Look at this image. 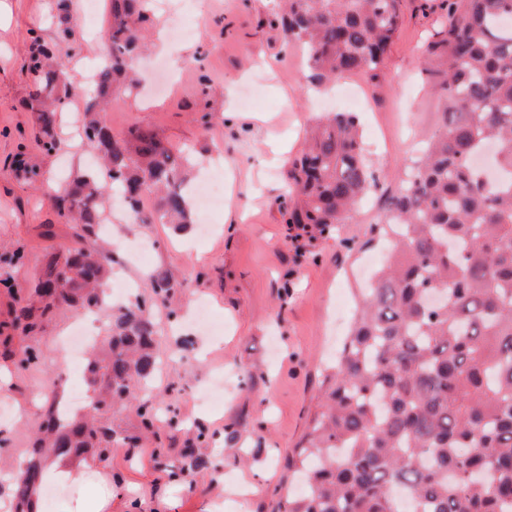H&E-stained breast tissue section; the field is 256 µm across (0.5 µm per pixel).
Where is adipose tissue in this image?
Masks as SVG:
<instances>
[{"label":"adipose tissue","instance_id":"obj_1","mask_svg":"<svg viewBox=\"0 0 512 512\" xmlns=\"http://www.w3.org/2000/svg\"><path fill=\"white\" fill-rule=\"evenodd\" d=\"M44 480L75 487L77 494L70 498L65 512H111L112 494L108 481L87 465L75 466L67 462L49 463Z\"/></svg>","mask_w":512,"mask_h":512}]
</instances>
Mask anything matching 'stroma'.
<instances>
[{
	"instance_id": "1",
	"label": "stroma",
	"mask_w": 512,
	"mask_h": 512,
	"mask_svg": "<svg viewBox=\"0 0 512 512\" xmlns=\"http://www.w3.org/2000/svg\"><path fill=\"white\" fill-rule=\"evenodd\" d=\"M84 0H70L74 46L59 40L57 0H0V500L17 494L15 475L36 447L45 414L58 393L54 380L85 390L61 345L80 313L62 306L42 317L30 335L13 333L19 305L33 291L49 252L112 242V268L149 295L144 269L168 272L179 284L168 306L153 310L160 362L145 398L162 414L158 440L113 451L101 466L112 477V512H279V489L289 480L288 457L318 408L322 381L365 287L372 250L363 246L402 187L420 141L440 126L436 91L443 58L430 45L447 22L442 0H402V24L378 76H347L366 102L360 122L369 158L381 172L379 190L359 204L336 233L297 255L281 222L278 201L288 188L290 161L309 128L328 111L350 106L340 86L309 87L305 57L286 49L274 26V0H155L154 25L167 27L181 11L192 34L136 59L149 68L167 56L176 71L156 98L138 92L117 99L102 114L115 137L136 126L154 130L173 149L190 153L192 176L219 154L229 181L223 207L207 215L214 235L194 227L119 224L109 229L64 223L47 201V184L61 186L89 162L76 122L83 102H62L55 151L34 139L28 72L33 43L54 49L65 78L84 83L99 56L92 46L105 32L110 2L102 0L94 26L82 20ZM55 227L43 236V225ZM149 245L147 262L123 260L126 242ZM206 302L224 320V338L179 330L177 315ZM40 358L27 367L26 349ZM224 370V406L201 410L193 387ZM207 440H198V432ZM209 457L207 473L188 475L185 449Z\"/></svg>"
}]
</instances>
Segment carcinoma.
Wrapping results in <instances>:
<instances>
[{"instance_id": "1", "label": "carcinoma", "mask_w": 512, "mask_h": 512, "mask_svg": "<svg viewBox=\"0 0 512 512\" xmlns=\"http://www.w3.org/2000/svg\"><path fill=\"white\" fill-rule=\"evenodd\" d=\"M148 0H110L112 54L85 97L83 134L97 168L78 173L51 196L65 223H103L117 194L137 224H193L188 156L153 130L116 138L98 113L137 88L135 58L153 20ZM285 46L307 58V80L377 73L401 24L400 0H279ZM449 25L431 48L445 55L438 86L444 100L412 175L393 198L390 259L374 274L332 372L320 411L288 458L306 490L286 491L284 512H512V181L494 183L475 163L496 146L497 171L512 173V0H453ZM31 74L38 144L58 145L57 107L75 96L53 54L41 50ZM295 200L280 205L291 239H313L344 224L377 188L357 116L316 119L309 144L291 163ZM108 258L84 249L50 255L36 285L41 307L26 305L16 326L29 332L37 312L67 305L93 310L109 276ZM63 282L57 294L45 285ZM180 284L153 275L151 301L112 314L108 340L89 360L95 392L82 419L49 409L45 452L79 456L121 437L98 425L117 404L132 407L149 429L158 410L136 397L157 368L153 305ZM29 461L20 503L41 477Z\"/></svg>"}]
</instances>
